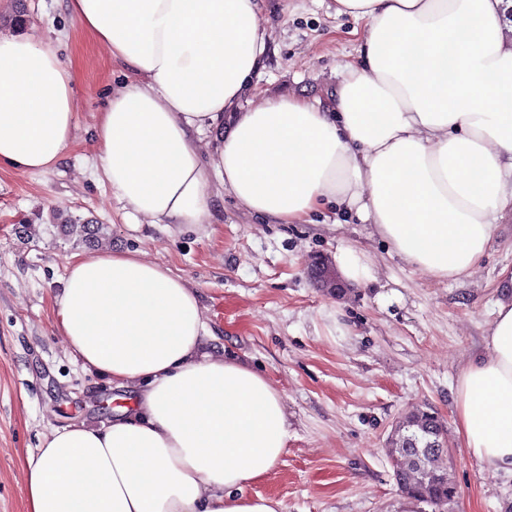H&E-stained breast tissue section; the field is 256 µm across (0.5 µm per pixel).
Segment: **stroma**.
<instances>
[{"mask_svg":"<svg viewBox=\"0 0 512 512\" xmlns=\"http://www.w3.org/2000/svg\"><path fill=\"white\" fill-rule=\"evenodd\" d=\"M267 62L250 101H326L365 34L334 0H263ZM0 31L32 32L74 63L77 132L52 168L0 170V512H25L24 466L51 429L99 425L130 396L82 371L55 328L53 297L71 256L88 252L65 220L104 226L102 246L163 264L197 288L223 354L271 379L288 407L274 473L245 486L280 512H431L403 497L386 454L396 422L435 413L458 490L449 512H512V472L480 464L458 432L456 385L486 351L502 270L512 269V212L471 277L409 267L355 213L328 207L309 224H266L232 197L209 224H134L95 169L93 134L123 68L99 50L66 0H0ZM362 249L376 279L336 298L310 274L315 256Z\"/></svg>","mask_w":512,"mask_h":512,"instance_id":"35a3bbf8","label":"stroma"}]
</instances>
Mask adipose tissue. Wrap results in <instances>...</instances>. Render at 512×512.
<instances>
[{
    "instance_id": "obj_1",
    "label": "adipose tissue",
    "mask_w": 512,
    "mask_h": 512,
    "mask_svg": "<svg viewBox=\"0 0 512 512\" xmlns=\"http://www.w3.org/2000/svg\"><path fill=\"white\" fill-rule=\"evenodd\" d=\"M366 20L326 103L244 100L265 61L259 0H68L128 73L96 161L134 218L205 224L221 191L270 224L356 212L404 262L474 274L512 206V0H335ZM77 74L30 33H0V166L39 172L72 144ZM216 134L204 154L199 135ZM456 389L459 432L512 471V276ZM55 326L81 367L134 397L104 425L57 428L25 466V512H279L244 495L288 444L281 393L209 350L195 288L136 252L74 256Z\"/></svg>"
}]
</instances>
